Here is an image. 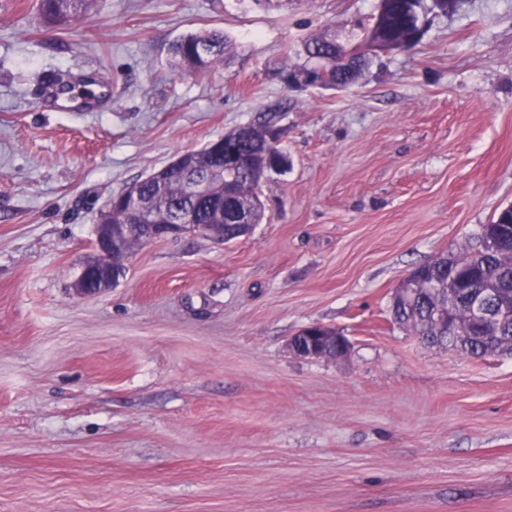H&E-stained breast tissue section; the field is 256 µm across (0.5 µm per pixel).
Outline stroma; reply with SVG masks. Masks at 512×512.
<instances>
[{"label": "stroma", "mask_w": 512, "mask_h": 512, "mask_svg": "<svg viewBox=\"0 0 512 512\" xmlns=\"http://www.w3.org/2000/svg\"><path fill=\"white\" fill-rule=\"evenodd\" d=\"M378 3L99 0L59 30L0 0V512H512V356L390 316L512 205V0L429 14L343 89L283 82ZM212 29L224 65L175 71L174 40ZM270 109L288 167L261 223L74 291L113 194ZM312 325L349 353L296 354ZM313 328L307 327L303 329L298 336H294L290 341L291 348L300 355L308 356V357H316V358H331L336 359L340 357H344L348 354L350 350L349 340L345 336H314L318 338L322 344L313 345L312 343H308V349H304L300 344L297 337L302 338L304 336V331ZM333 340L334 346L332 349L328 350L327 348H323V344ZM336 341L338 343V348L336 350Z\"/></svg>", "instance_id": "1"}]
</instances>
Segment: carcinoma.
Returning <instances> with one entry per match:
<instances>
[{
	"label": "carcinoma",
	"mask_w": 512,
	"mask_h": 512,
	"mask_svg": "<svg viewBox=\"0 0 512 512\" xmlns=\"http://www.w3.org/2000/svg\"><path fill=\"white\" fill-rule=\"evenodd\" d=\"M96 0H38L37 11L42 21L54 27L68 25L72 20L87 13ZM407 18L396 11L389 21V33L395 40L405 35ZM232 43L224 32L213 30L191 33L178 38L170 48L173 66L178 71L206 74L224 64ZM336 51L342 56L346 48L336 49V42L322 38H311L305 43L306 55L312 49ZM375 53L366 51L347 63L338 62L330 75L316 80L317 87L325 89L344 88L351 84L357 70ZM275 114H263V120L239 126L224 137L234 143L241 171L231 184L221 183L217 169L223 155L205 145L199 150L182 153L187 165L173 167L162 172V178L148 175L137 181L139 199L155 212L159 222L165 223L177 210L195 213L197 224L224 225V242L235 240L237 232L231 226L229 209L234 207L248 212L253 223L263 219V211L257 193L260 178L256 175V157L276 150L268 135ZM196 174L209 179L206 192L200 196L187 195L184 187L185 174ZM480 242L470 246L459 255H447L436 264L421 266L424 282L428 288L418 290V298L409 309L394 308L391 316L399 325H410L430 344L439 342L443 335L437 327L435 314L446 315L466 333V338L453 343V348L464 355L476 358L496 355H512V320H508L496 331L481 334L471 321V308L464 298L454 302L448 300L444 289L456 288L462 292L481 288H498L503 294L512 293V247H504L499 241L512 240V206L493 215L490 223L482 228Z\"/></svg>",
	"instance_id": "carcinoma-1"
}]
</instances>
